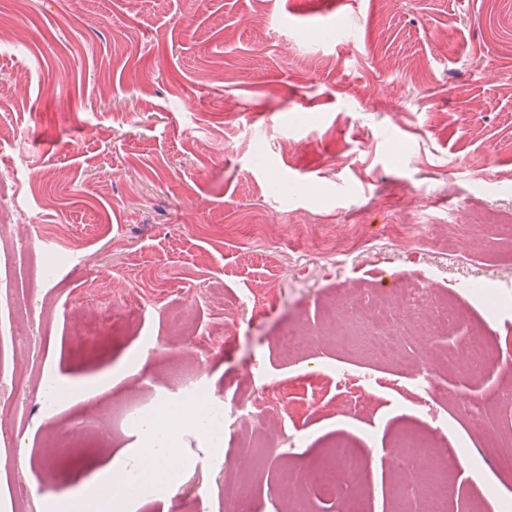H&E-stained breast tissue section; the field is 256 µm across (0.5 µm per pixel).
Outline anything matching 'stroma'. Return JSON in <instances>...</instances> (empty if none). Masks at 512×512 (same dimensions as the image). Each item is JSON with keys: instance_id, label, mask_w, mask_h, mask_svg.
I'll return each mask as SVG.
<instances>
[{"instance_id": "35a3bbf8", "label": "stroma", "mask_w": 512, "mask_h": 512, "mask_svg": "<svg viewBox=\"0 0 512 512\" xmlns=\"http://www.w3.org/2000/svg\"><path fill=\"white\" fill-rule=\"evenodd\" d=\"M0 20V185L35 220L0 223V512H65L136 461L131 400L190 388L224 436L185 428L177 491L128 512H423L442 465L447 512H500L512 0H0ZM356 225L362 244L327 249ZM411 287L442 310L428 336L381 358L339 335L352 300L368 316ZM290 325L307 336L286 357ZM408 429L443 456L403 447ZM340 440L362 469L327 492Z\"/></svg>"}]
</instances>
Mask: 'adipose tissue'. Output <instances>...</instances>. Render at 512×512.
I'll use <instances>...</instances> for the list:
<instances>
[{"instance_id":"adipose-tissue-1","label":"adipose tissue","mask_w":512,"mask_h":512,"mask_svg":"<svg viewBox=\"0 0 512 512\" xmlns=\"http://www.w3.org/2000/svg\"><path fill=\"white\" fill-rule=\"evenodd\" d=\"M203 421L196 408H185L181 415L174 416L167 411H159L156 418L141 428L143 446L139 450V477L143 481L160 482L173 486L178 470L171 461L176 455L175 440L184 426L201 428Z\"/></svg>"}]
</instances>
